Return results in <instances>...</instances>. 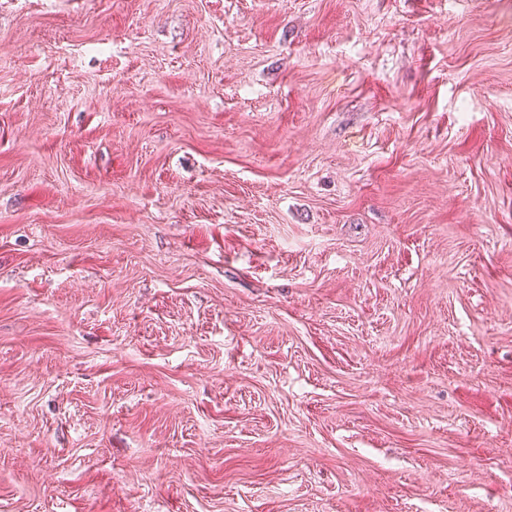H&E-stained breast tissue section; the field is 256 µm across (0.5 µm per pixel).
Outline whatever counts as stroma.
I'll return each instance as SVG.
<instances>
[{
	"label": "stroma",
	"instance_id": "1",
	"mask_svg": "<svg viewBox=\"0 0 512 512\" xmlns=\"http://www.w3.org/2000/svg\"><path fill=\"white\" fill-rule=\"evenodd\" d=\"M0 512H512V0H0Z\"/></svg>",
	"mask_w": 512,
	"mask_h": 512
}]
</instances>
